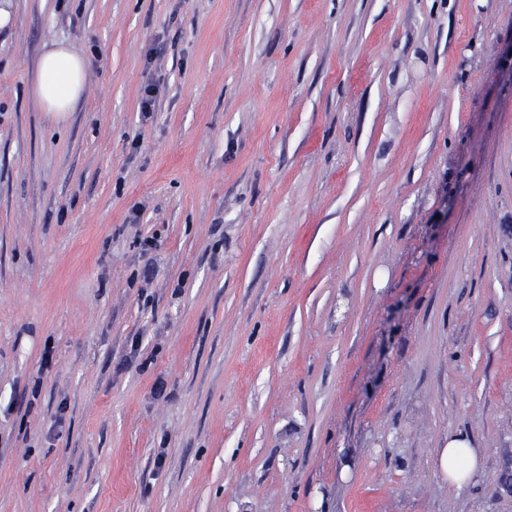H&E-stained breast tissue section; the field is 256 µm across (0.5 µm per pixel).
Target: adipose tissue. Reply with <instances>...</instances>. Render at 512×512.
I'll use <instances>...</instances> for the list:
<instances>
[{"mask_svg": "<svg viewBox=\"0 0 512 512\" xmlns=\"http://www.w3.org/2000/svg\"><path fill=\"white\" fill-rule=\"evenodd\" d=\"M88 72L89 61L84 53L58 41H49L36 64L33 97L55 122H66L85 94ZM441 462L449 483L457 488H468L479 478L477 451L462 434L449 436Z\"/></svg>", "mask_w": 512, "mask_h": 512, "instance_id": "1", "label": "adipose tissue"}]
</instances>
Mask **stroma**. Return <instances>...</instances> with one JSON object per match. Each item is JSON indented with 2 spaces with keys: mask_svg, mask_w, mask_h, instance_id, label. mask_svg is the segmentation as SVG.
<instances>
[{
  "mask_svg": "<svg viewBox=\"0 0 512 512\" xmlns=\"http://www.w3.org/2000/svg\"><path fill=\"white\" fill-rule=\"evenodd\" d=\"M15 4L0 512H512V0ZM84 53L52 40L38 58L32 94L39 107L55 122H66L82 100L89 72ZM441 462L448 482L458 489L474 485L479 478L478 454L475 448H471L466 435H449L448 448H443Z\"/></svg>",
  "mask_w": 512,
  "mask_h": 512,
  "instance_id": "stroma-1",
  "label": "stroma"
}]
</instances>
